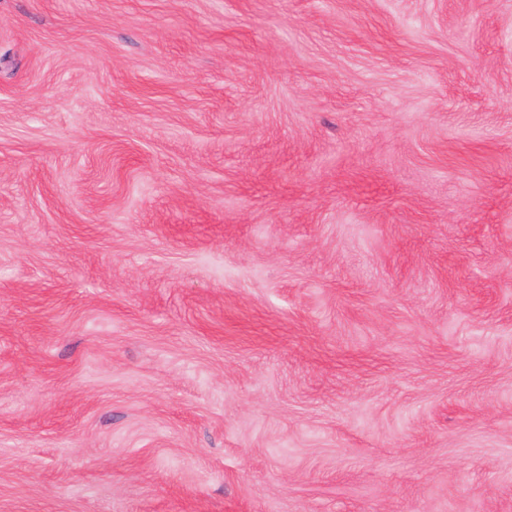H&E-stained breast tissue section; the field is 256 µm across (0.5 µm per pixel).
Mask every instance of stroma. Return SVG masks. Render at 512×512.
I'll use <instances>...</instances> for the list:
<instances>
[{
	"instance_id": "obj_1",
	"label": "stroma",
	"mask_w": 512,
	"mask_h": 512,
	"mask_svg": "<svg viewBox=\"0 0 512 512\" xmlns=\"http://www.w3.org/2000/svg\"><path fill=\"white\" fill-rule=\"evenodd\" d=\"M0 512H512V0H0Z\"/></svg>"
}]
</instances>
